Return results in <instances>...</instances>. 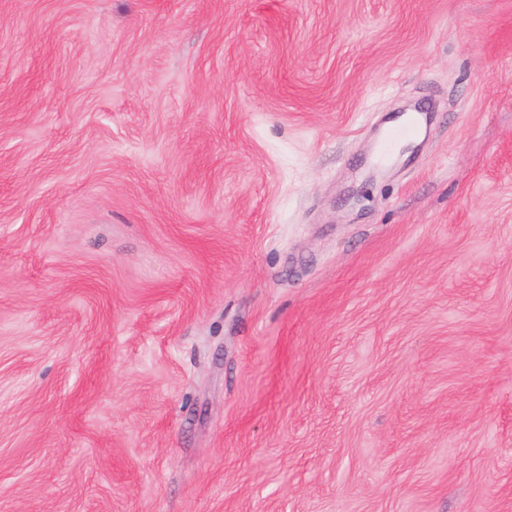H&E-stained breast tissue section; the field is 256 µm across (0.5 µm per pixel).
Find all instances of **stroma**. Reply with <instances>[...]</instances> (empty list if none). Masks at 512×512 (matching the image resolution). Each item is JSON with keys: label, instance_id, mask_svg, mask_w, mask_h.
<instances>
[{"label": "stroma", "instance_id": "35a3bbf8", "mask_svg": "<svg viewBox=\"0 0 512 512\" xmlns=\"http://www.w3.org/2000/svg\"><path fill=\"white\" fill-rule=\"evenodd\" d=\"M0 512H512V0H0ZM418 131L419 124L403 123L390 127L379 144L378 159L385 160L389 156L391 148L400 138L417 135Z\"/></svg>", "mask_w": 512, "mask_h": 512}]
</instances>
